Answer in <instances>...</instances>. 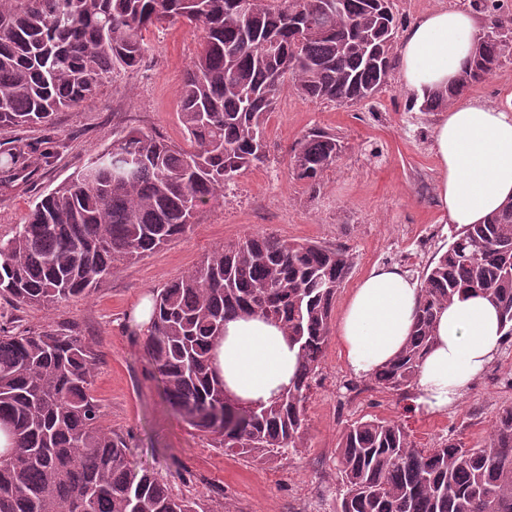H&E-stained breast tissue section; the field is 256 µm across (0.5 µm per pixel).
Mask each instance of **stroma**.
<instances>
[{
    "label": "stroma",
    "mask_w": 512,
    "mask_h": 512,
    "mask_svg": "<svg viewBox=\"0 0 512 512\" xmlns=\"http://www.w3.org/2000/svg\"><path fill=\"white\" fill-rule=\"evenodd\" d=\"M438 6L477 14L483 26L493 16L476 0H393L404 24ZM148 51L134 70L114 72L95 102L65 109L50 125L0 131V152L20 139L37 156L29 173L0 184V238L24 223L35 198L65 181L112 142V131L136 127L177 144L186 138L177 114L176 90L199 40L182 21L143 33ZM472 97L512 107V56ZM440 112L410 107L398 72L368 101L340 105L300 96L285 86L268 118L262 161L238 174L224 197L182 237L121 266L90 297L46 311L0 296V325L52 328L78 325L102 354L93 390L103 421L125 437L132 466L167 480L175 494L199 499L207 512H298L310 497L332 512L339 494L336 470L340 432L361 417L402 423L412 440L429 448L448 436L480 442L498 411L512 406V346L465 393L461 405L439 415L407 410L405 401L359 381L353 402L344 384L353 380L337 338H329L320 375L306 401L307 431L299 452L268 463L225 454L211 436L170 411L144 351V332L131 312L140 299L194 267L214 246L272 232L283 239L350 250L353 270L336 295L340 320L360 280L376 266H399L422 278L451 235L439 205V161L433 146ZM335 133L343 148L317 191L289 168L288 150L307 130Z\"/></svg>",
    "instance_id": "1"
}]
</instances>
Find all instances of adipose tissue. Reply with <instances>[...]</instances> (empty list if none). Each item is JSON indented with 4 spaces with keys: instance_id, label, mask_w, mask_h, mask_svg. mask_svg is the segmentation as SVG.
<instances>
[{
    "instance_id": "obj_1",
    "label": "adipose tissue",
    "mask_w": 512,
    "mask_h": 512,
    "mask_svg": "<svg viewBox=\"0 0 512 512\" xmlns=\"http://www.w3.org/2000/svg\"><path fill=\"white\" fill-rule=\"evenodd\" d=\"M478 16L441 6L410 25L399 54L408 96L445 89L465 70L479 31ZM439 201L449 223L482 224L512 199V114L477 98L452 103L435 128ZM421 286L395 267L373 268L351 294L338 340L352 373L367 376L403 348L416 321ZM499 313L486 297L464 294L444 307L436 341L414 385L417 412L434 415L458 405L472 382L499 355ZM225 387L248 402L268 401L287 388L298 349L259 316L226 322L217 347Z\"/></svg>"
}]
</instances>
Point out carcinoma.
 I'll return each instance as SVG.
<instances>
[{
	"instance_id": "obj_1",
	"label": "carcinoma",
	"mask_w": 512,
	"mask_h": 512,
	"mask_svg": "<svg viewBox=\"0 0 512 512\" xmlns=\"http://www.w3.org/2000/svg\"><path fill=\"white\" fill-rule=\"evenodd\" d=\"M0 0V128L48 122L93 100L110 74L133 69L141 32L172 20L204 41L177 90L187 150L138 129L112 131V145L34 204L27 222L0 238V294L49 309L91 295L119 267L184 235L238 173L262 160L267 115L284 79L307 98L360 103L394 69L398 20L377 0ZM512 19L496 20L435 112L486 82L509 48ZM342 145L314 128L289 155L311 189ZM17 140L5 167L31 166ZM354 257L341 247L258 233L214 247L153 298L145 340L173 413L214 436L217 447L264 461L295 453L305 402L329 340L336 294ZM464 292L499 308L512 338V201L485 224L457 226L423 276L418 316L400 353L369 382L411 394L436 340V314ZM258 314L299 348L295 378L268 403L224 394L212 359L224 324ZM99 351L73 325L0 326V424L10 453L0 461V512H206L155 473L132 468L126 439L102 424L93 394ZM335 512H512V407L480 444L459 438L418 448L405 428L375 416L341 433Z\"/></svg>"
}]
</instances>
